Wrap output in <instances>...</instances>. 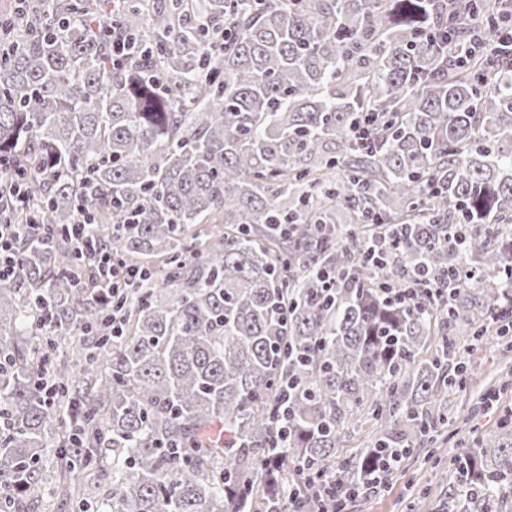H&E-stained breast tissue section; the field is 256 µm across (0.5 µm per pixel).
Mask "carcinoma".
<instances>
[{"label":"carcinoma","mask_w":512,"mask_h":512,"mask_svg":"<svg viewBox=\"0 0 512 512\" xmlns=\"http://www.w3.org/2000/svg\"><path fill=\"white\" fill-rule=\"evenodd\" d=\"M475 22L512 29L494 0H128L115 16L112 0H40L0 16L19 45L0 57V162L25 161L51 225L0 280V512H25L52 434L73 436L57 444L69 473L112 449L105 500L61 485L79 512H308L318 496L339 512L382 454L437 453L468 379L456 346L512 323V65L465 59ZM116 34L143 58L113 66ZM79 212L152 275L123 304L78 281L91 262L63 227ZM199 224L223 229L202 240ZM414 271L448 303L388 298ZM47 322L68 349L50 363L56 407ZM364 423L370 441L339 456ZM472 443L448 512H512V415Z\"/></svg>","instance_id":"obj_1"}]
</instances>
